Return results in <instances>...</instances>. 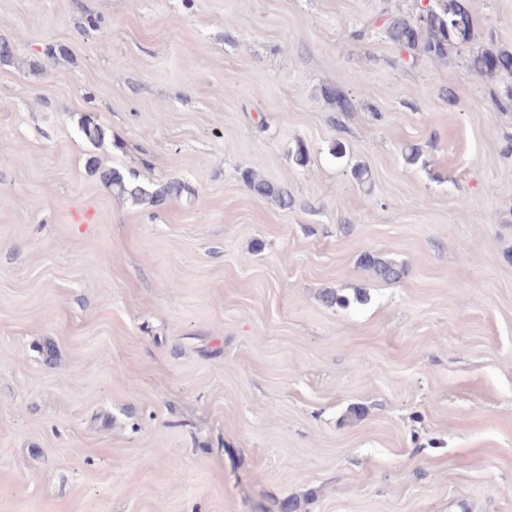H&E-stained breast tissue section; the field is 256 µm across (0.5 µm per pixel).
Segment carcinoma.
<instances>
[{
	"instance_id": "1",
	"label": "carcinoma",
	"mask_w": 512,
	"mask_h": 512,
	"mask_svg": "<svg viewBox=\"0 0 512 512\" xmlns=\"http://www.w3.org/2000/svg\"><path fill=\"white\" fill-rule=\"evenodd\" d=\"M382 27L395 44L417 49L426 56L436 58L448 57L450 49L461 48L473 38V19L467 0H433L419 8L416 15L410 18L402 13L388 15L383 19ZM470 64L476 73L488 77L512 74V51L485 48L471 56ZM323 96L340 112H347L352 108L351 100L337 86L325 87ZM88 167L99 171L101 180L112 189L115 197L135 203L161 206L185 191L184 183L178 179L163 183L141 182L136 176L128 175L119 168L100 167L97 159L93 157L88 160ZM246 184L256 196L273 198L285 207L292 204V197L285 188L256 176L246 178ZM360 264L382 282H398L408 274L405 267L371 253L363 254Z\"/></svg>"
}]
</instances>
